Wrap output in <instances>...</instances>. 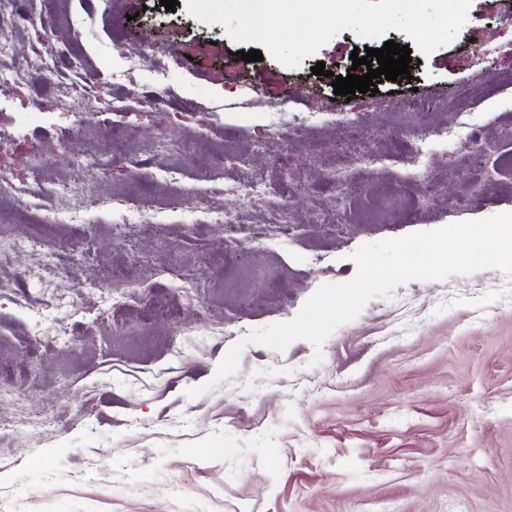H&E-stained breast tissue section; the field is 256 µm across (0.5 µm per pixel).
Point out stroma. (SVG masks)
Returning a JSON list of instances; mask_svg holds the SVG:
<instances>
[{"mask_svg":"<svg viewBox=\"0 0 512 512\" xmlns=\"http://www.w3.org/2000/svg\"><path fill=\"white\" fill-rule=\"evenodd\" d=\"M22 8L0 62V171L23 181L40 161L49 180L89 181L94 201L132 207L73 221L46 193L23 208L37 223L0 222L12 245L0 254V379L12 384L0 398L11 429L0 512H512V278L501 271L408 282L339 327L319 365L304 340L250 344L235 376L186 394L250 330L352 279L362 243L512 212V0H471L450 44L413 48L412 82L350 100L332 78L353 49L411 46L407 33L344 29L290 68L240 60L222 24L182 4ZM61 9L70 24L44 36ZM320 61L328 76L312 73ZM485 81L487 96L464 99ZM82 98L94 115L61 110ZM119 102L136 114L114 140ZM355 138L375 163L346 154ZM419 142L426 187L406 182ZM105 153L142 166H94ZM207 173L212 207L248 230L271 208L224 187L263 178L292 236L229 243L221 225L198 223L190 189ZM33 238L62 295L50 307L28 272Z\"/></svg>","mask_w":512,"mask_h":512,"instance_id":"1","label":"stroma"}]
</instances>
